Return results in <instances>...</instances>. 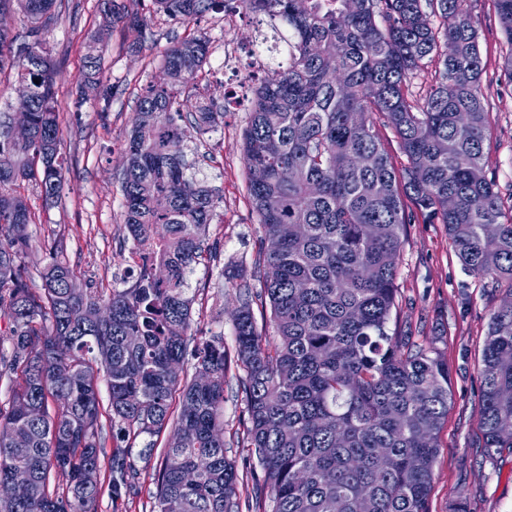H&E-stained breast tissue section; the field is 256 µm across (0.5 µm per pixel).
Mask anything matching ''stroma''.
Wrapping results in <instances>:
<instances>
[{
	"mask_svg": "<svg viewBox=\"0 0 512 512\" xmlns=\"http://www.w3.org/2000/svg\"><path fill=\"white\" fill-rule=\"evenodd\" d=\"M78 3L77 17L61 13L46 36L56 66L54 97L60 153L68 166L65 181L59 197L49 201L37 182L23 183L19 191L35 214L25 250L32 287L40 286L39 273L59 241L78 287L98 293L134 282L120 269L121 257L131 246L124 224L121 172L144 87L163 79V57L174 40L203 34L215 53L223 50L229 36L242 53L251 48L259 22L253 14L240 12L228 34L223 14L210 11L189 22H175L154 12L151 0H142L139 12L150 19L149 39L137 42L123 24L104 34L102 82L114 88L112 103L104 112L97 100L84 101L80 95L88 44L100 34L107 0ZM469 9L485 65L487 170L507 202L512 200V80L502 65L508 46L494 0H469ZM249 118L250 109L244 106L225 113L214 127L186 125L184 141L198 178L223 198L187 283L193 300L192 333L224 338V440L240 462L247 455L248 416L229 309L240 289L261 288L257 267L263 236L249 199L241 152ZM396 288L398 308L389 331L407 334L419 344L434 342L448 366L452 400L438 437L429 512H512V448L486 447L479 425L484 340L490 317L503 299V287L467 275L444 225L418 219L404 227Z\"/></svg>",
	"mask_w": 512,
	"mask_h": 512,
	"instance_id": "obj_1",
	"label": "stroma"
}]
</instances>
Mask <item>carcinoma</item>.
I'll return each mask as SVG.
<instances>
[{
    "label": "carcinoma",
    "mask_w": 512,
    "mask_h": 512,
    "mask_svg": "<svg viewBox=\"0 0 512 512\" xmlns=\"http://www.w3.org/2000/svg\"><path fill=\"white\" fill-rule=\"evenodd\" d=\"M141 0H109L102 27L125 23L145 37ZM190 21L227 0H153ZM288 27V65L254 93L242 146L249 194L263 229V289L237 296L234 333L249 426V457L264 476L272 512H428L438 433L448 415V366L437 349L413 350L388 331L397 260L414 214L445 225L465 272L505 282L512 299V211L486 170L489 112L481 90L478 31L469 0H238ZM512 46V0H495ZM56 0H0L28 21L20 37L0 30V73L9 58L31 94L24 143L10 140L0 112V378L17 379L0 408V481L16 484L0 512H127L141 492L133 443L151 459L166 430L151 512H240L237 461L224 443V339L187 334V273L204 251L222 198L198 180L184 152L183 122L217 123L214 101L181 98L206 64L210 39L174 43L167 82L137 102L123 170L125 226L143 271L107 296L74 294L59 258L35 290L23 248L34 213L18 191L38 180L47 196L64 178L59 157L55 65L44 39ZM102 38L93 39L84 88L110 102L102 84ZM442 69L412 90L428 64ZM392 130L406 164L395 167L379 136ZM453 207H448V200ZM299 233L284 236L282 225ZM271 308L273 338L258 331L253 299ZM112 309L109 321L99 310ZM194 358L181 382L171 364ZM108 392L100 412L99 378ZM181 391L179 412L172 398ZM479 424L489 448H512V304L491 317L483 348ZM117 444L105 446V427ZM28 444L14 457L12 439ZM391 457L384 465L376 449ZM66 484L56 483L59 477Z\"/></svg>",
    "instance_id": "cac0c4a2"
}]
</instances>
